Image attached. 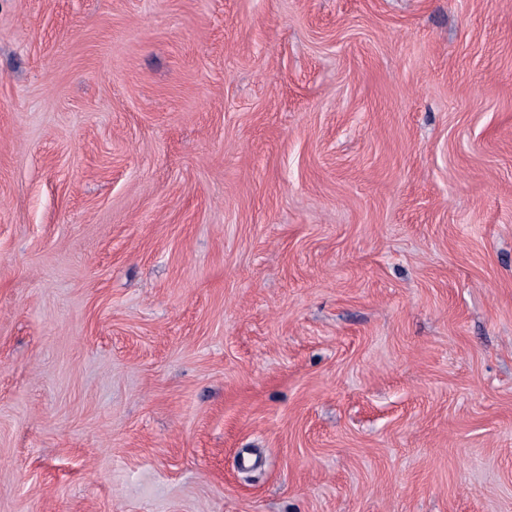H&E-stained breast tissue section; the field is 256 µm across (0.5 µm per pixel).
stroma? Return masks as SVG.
<instances>
[{
    "instance_id": "35a3bbf8",
    "label": "stroma",
    "mask_w": 512,
    "mask_h": 512,
    "mask_svg": "<svg viewBox=\"0 0 512 512\" xmlns=\"http://www.w3.org/2000/svg\"><path fill=\"white\" fill-rule=\"evenodd\" d=\"M0 512H512V0H0Z\"/></svg>"
}]
</instances>
